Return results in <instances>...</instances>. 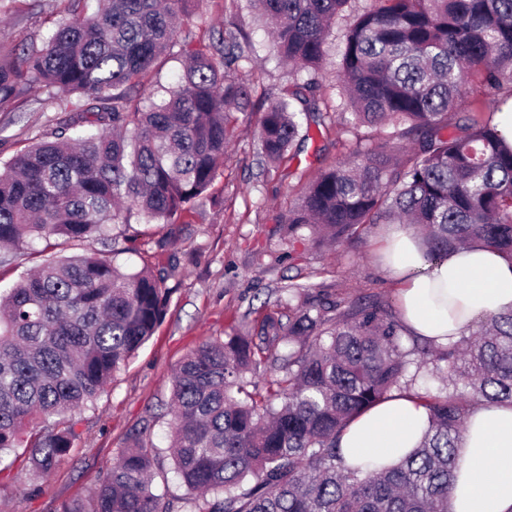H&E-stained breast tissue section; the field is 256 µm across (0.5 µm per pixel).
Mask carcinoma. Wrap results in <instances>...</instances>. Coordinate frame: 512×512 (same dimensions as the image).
<instances>
[{"label":"carcinoma","mask_w":512,"mask_h":512,"mask_svg":"<svg viewBox=\"0 0 512 512\" xmlns=\"http://www.w3.org/2000/svg\"><path fill=\"white\" fill-rule=\"evenodd\" d=\"M195 0H66L44 48L0 47V109L37 88L65 117L53 139L0 163V250L44 261L0 288V457L40 477L68 458L95 405L166 318L171 290L148 268L127 271L64 244L108 241L109 226L169 224L224 176L229 135L250 90L231 66L242 25L219 38L179 40ZM352 0H248L274 25L292 81L262 110L259 142L273 165L294 159L303 122L328 132L319 108L327 40ZM180 79L156 100L139 89L174 48ZM336 111L355 127L395 128L406 150L358 137L320 171L283 217L320 244L366 224H416L430 256L463 246L512 261V145L495 120L512 103V0H365L344 35ZM496 99L460 114L466 85ZM292 284L295 308L267 312L252 333L216 337L172 375V470L185 493L153 489L150 419L132 431L106 482L58 512H448L468 415L512 405V311L446 346L401 345L400 316L380 301L345 310ZM439 381L418 393L429 426L391 466L344 464L354 418L408 391V356ZM270 368L263 382L246 378ZM253 390H248V387Z\"/></svg>","instance_id":"cac0c4a2"}]
</instances>
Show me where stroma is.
<instances>
[{"mask_svg":"<svg viewBox=\"0 0 512 512\" xmlns=\"http://www.w3.org/2000/svg\"><path fill=\"white\" fill-rule=\"evenodd\" d=\"M60 0H0V46L42 48ZM242 23L255 45L240 61L237 75L252 89V105L240 115L217 179L213 199L201 200L173 224L146 226L138 250L120 255L128 269L150 265L172 290L169 311L151 340L118 372L86 411L80 438L69 459L49 476L31 482L26 474L0 481V512H56L65 501L84 499L106 480L129 433L152 418L148 439L159 452L153 485L174 481L169 459L170 380L189 351L216 336L253 325L276 305L288 282L307 283L334 298L352 302L378 298L398 307V292L380 250L388 230L370 224L359 235L333 246L294 240L279 216L293 205L320 166L334 162L335 135L310 129L305 150L291 162L267 165L258 139V107L288 84L265 25L246 0H203L184 30L198 37ZM32 91L0 110V159L49 138L59 112L38 103Z\"/></svg>","mask_w":512,"mask_h":512,"instance_id":"stroma-1","label":"stroma"}]
</instances>
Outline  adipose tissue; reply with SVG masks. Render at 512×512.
Segmentation results:
<instances>
[{
    "mask_svg": "<svg viewBox=\"0 0 512 512\" xmlns=\"http://www.w3.org/2000/svg\"><path fill=\"white\" fill-rule=\"evenodd\" d=\"M383 252L411 335L445 345L475 322L512 310V262L493 250L474 246L431 259L409 229L394 224ZM428 419L417 397L395 394L345 428L339 442L345 464H395L421 441ZM457 454L449 512H512V406L474 410Z\"/></svg>",
    "mask_w": 512,
    "mask_h": 512,
    "instance_id": "ef3b65f1",
    "label": "adipose tissue"
}]
</instances>
